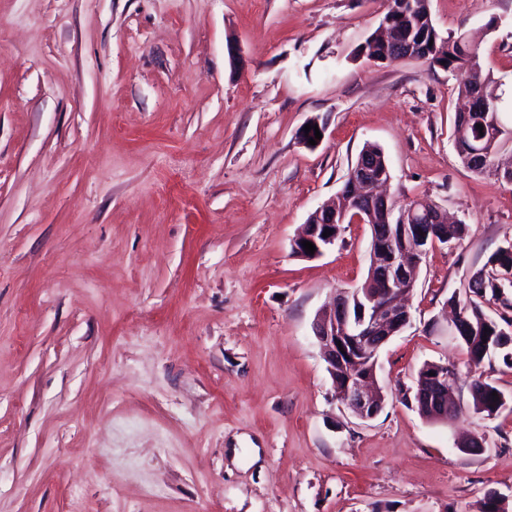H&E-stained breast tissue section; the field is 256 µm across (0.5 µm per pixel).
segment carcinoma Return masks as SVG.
<instances>
[{"mask_svg":"<svg viewBox=\"0 0 512 512\" xmlns=\"http://www.w3.org/2000/svg\"><path fill=\"white\" fill-rule=\"evenodd\" d=\"M385 21H394L397 30L396 41L388 44L380 42L367 46L368 55L394 54L397 43L404 42L411 47L410 58L423 59L432 67L462 76L459 93L466 99L478 101L482 108L483 129L465 125L461 112L455 116V133L467 139L479 135L485 137V149L491 150L488 161L477 166L481 171L499 175L496 154L500 140L496 139L500 123L501 95H491L497 88L496 81L490 73L484 72L479 47L455 37L438 34L432 18L429 3L426 0H391V7L383 16ZM489 270L484 276L475 279L469 285L474 297L459 308L461 328L459 335L465 337L464 344L468 353V365L477 369L483 361L491 356L502 357L505 365L512 367V345L502 343L503 327L488 317L482 309V300L490 297L496 301H507V290L512 288V251L499 248L488 261ZM497 387L475 376L471 382V394L474 410L486 416H493L506 406L504 395L498 394L493 399L492 393Z\"/></svg>","mask_w":512,"mask_h":512,"instance_id":"obj_1","label":"carcinoma"}]
</instances>
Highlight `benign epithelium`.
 I'll use <instances>...</instances> for the list:
<instances>
[{"instance_id":"7a95c632","label":"benign epithelium","mask_w":512,"mask_h":512,"mask_svg":"<svg viewBox=\"0 0 512 512\" xmlns=\"http://www.w3.org/2000/svg\"><path fill=\"white\" fill-rule=\"evenodd\" d=\"M388 181L354 165L339 192L342 202L359 195L389 199L384 191ZM392 223L372 225L373 236L397 238L402 248L387 249L377 245L370 256L372 287L352 293L340 289L330 308L317 314L313 335L317 340L326 371L332 382L335 399L363 420L373 419L383 410L387 396L376 380L379 351L402 332L410 313L402 298L414 290L416 271L427 251L448 240L440 227L447 226L448 214L440 206L423 199L395 208ZM336 230V203L316 209L304 225L303 233L292 243L296 256L319 257L336 242V235L323 236L325 230ZM315 245L306 253L303 242ZM368 362L367 370L359 371ZM413 390L417 406L433 421L448 419L452 407L453 388L448 367L430 363L421 368Z\"/></svg>"}]
</instances>
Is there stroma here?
<instances>
[{
	"label": "stroma",
	"mask_w": 512,
	"mask_h": 512,
	"mask_svg": "<svg viewBox=\"0 0 512 512\" xmlns=\"http://www.w3.org/2000/svg\"><path fill=\"white\" fill-rule=\"evenodd\" d=\"M429 6L501 82L512 159V0ZM387 7L0 0V512H480L490 490L512 512V367L484 360L507 405L475 412L448 326L512 242V184L459 159L456 77L360 54ZM368 142L398 204L466 232L423 259L362 420L311 326L364 281L371 228L291 244ZM427 363L458 374L445 423L414 405Z\"/></svg>",
	"instance_id": "stroma-1"
}]
</instances>
